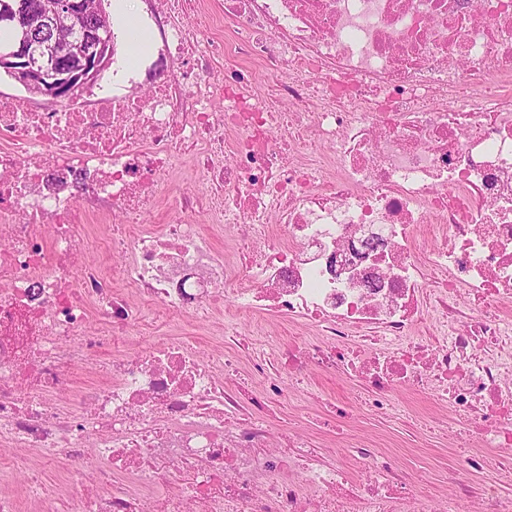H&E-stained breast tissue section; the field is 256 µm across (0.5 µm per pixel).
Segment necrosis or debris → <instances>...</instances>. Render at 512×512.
<instances>
[{
    "label": "necrosis or debris",
    "mask_w": 512,
    "mask_h": 512,
    "mask_svg": "<svg viewBox=\"0 0 512 512\" xmlns=\"http://www.w3.org/2000/svg\"><path fill=\"white\" fill-rule=\"evenodd\" d=\"M194 8L165 0L174 69L147 93L0 106V477L24 475L38 512H418L377 449L353 485L273 442L251 410L277 377L242 397L236 355L140 345L144 306L204 324L230 296L234 318L316 329L285 353L290 380L372 347L367 410L430 392L499 451L470 450L453 481L511 479L512 0H224L232 60L205 75ZM188 158L204 193L146 225Z\"/></svg>",
    "instance_id": "obj_1"
}]
</instances>
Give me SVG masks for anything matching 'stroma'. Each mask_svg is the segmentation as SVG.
Masks as SVG:
<instances>
[{"label": "stroma", "mask_w": 512, "mask_h": 512, "mask_svg": "<svg viewBox=\"0 0 512 512\" xmlns=\"http://www.w3.org/2000/svg\"><path fill=\"white\" fill-rule=\"evenodd\" d=\"M136 17L148 37L147 52L136 55L133 67L138 72L136 84H116L111 71H104L91 90L98 95L128 94L134 88H147L166 78L172 69L171 60L164 56L151 21L149 0H135ZM226 321H217L215 327L182 323L178 336L188 338L201 355L216 356L225 351H237L240 360L238 382L254 393H261L263 382L254 375L250 350L264 355L271 369H278L281 356L295 338L311 339L312 331L298 329L286 316L271 313L260 326L241 322L233 336L218 337V330L226 328ZM283 404L270 423L274 430H292L305 433L316 441L324 460L342 466L353 482L371 478L353 450L368 445L388 451L396 473L406 478L424 477V503L429 512H441L448 494V468L462 449L450 439L455 426L450 413L427 394L405 391L392 397V411L372 413L360 403L361 389L355 378L311 371L308 382L294 389L288 379H281Z\"/></svg>", "instance_id": "35a3bbf8"}]
</instances>
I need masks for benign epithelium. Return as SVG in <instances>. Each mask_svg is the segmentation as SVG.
Wrapping results in <instances>:
<instances>
[{"mask_svg":"<svg viewBox=\"0 0 512 512\" xmlns=\"http://www.w3.org/2000/svg\"><path fill=\"white\" fill-rule=\"evenodd\" d=\"M0 29L13 37L0 41V67L28 90L50 102H61L92 85L107 66L111 32L89 20L83 0H42L34 7L0 3ZM75 54L69 68L58 65L57 53Z\"/></svg>","mask_w":512,"mask_h":512,"instance_id":"1","label":"benign epithelium"}]
</instances>
